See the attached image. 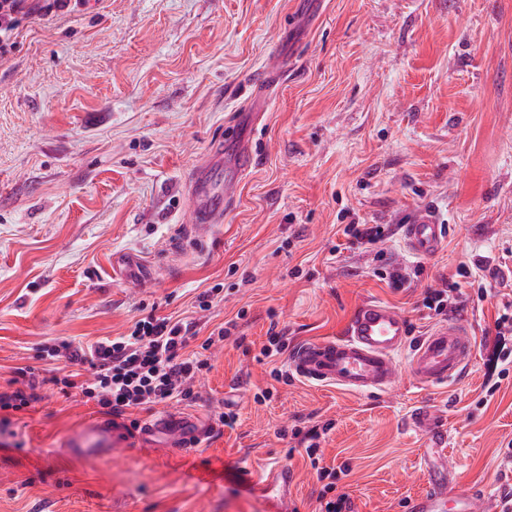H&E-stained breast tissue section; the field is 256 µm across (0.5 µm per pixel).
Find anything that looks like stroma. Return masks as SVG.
<instances>
[{"label": "stroma", "instance_id": "stroma-1", "mask_svg": "<svg viewBox=\"0 0 512 512\" xmlns=\"http://www.w3.org/2000/svg\"><path fill=\"white\" fill-rule=\"evenodd\" d=\"M246 112L259 115L249 130ZM230 132L249 133L256 160L197 242L187 179ZM425 207L450 229L418 259L402 226ZM353 221L391 234L344 243L337 227ZM487 256L509 272L455 314L477 343L460 382L418 385L402 353L388 391L350 394L276 381L260 354L271 321L294 345L335 338L366 299L422 336L426 289ZM382 270L410 281L392 287ZM505 293L512 0H96L25 19L0 59V392L17 368H45L43 346L118 336L150 312L205 336L233 320L245 339L206 351L195 400L171 407L204 428L223 406L238 414L192 452L162 438L73 458L68 438L100 412L44 386L0 424V512H267L242 481L265 463L288 465L294 512H314L322 484L292 431L316 424L329 427L320 465L340 469L354 512H406L426 482L419 409L448 430L458 489L495 504L512 489V377L476 402Z\"/></svg>", "mask_w": 512, "mask_h": 512}]
</instances>
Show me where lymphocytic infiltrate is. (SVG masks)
<instances>
[{
    "mask_svg": "<svg viewBox=\"0 0 512 512\" xmlns=\"http://www.w3.org/2000/svg\"><path fill=\"white\" fill-rule=\"evenodd\" d=\"M83 0H0V57L14 46V35L23 17L61 12L70 6H81ZM488 261L475 267H460L458 281L446 287L427 292L422 306L432 316H444L456 304L461 280L473 278L475 272L487 271ZM235 322L228 321L217 327L202 340L200 351H190L192 340L197 339V325L192 321L153 315L137 320L129 333L106 336L92 343L65 339L46 346L49 358H63L65 365L54 368L51 376L33 367L20 369L19 375L26 385L10 392L0 393V411H19L39 398L38 391L51 384L62 392H76L100 411L123 416L137 409H150L173 401L194 399L193 390L209 363L202 356L215 341L234 339L243 346L244 337L233 336ZM496 337L490 359L499 364L497 380L486 383V397H493L501 380L512 375V302H505L495 321ZM321 433L318 428L308 429L303 439L305 452L311 463L317 464V479L323 484L317 496V512H353L349 494L337 493L336 469L319 466Z\"/></svg>",
    "mask_w": 512,
    "mask_h": 512,
    "instance_id": "f902f5d3",
    "label": "lymphocytic infiltrate"
}]
</instances>
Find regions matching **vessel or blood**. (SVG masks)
<instances>
[{"label": "vessel or blood", "mask_w": 512, "mask_h": 512, "mask_svg": "<svg viewBox=\"0 0 512 512\" xmlns=\"http://www.w3.org/2000/svg\"><path fill=\"white\" fill-rule=\"evenodd\" d=\"M248 152L246 142L226 138L211 160L191 173L188 187L195 240L209 237L223 217L230 199L228 190L238 182ZM447 232L448 226L437 212L419 211L403 227L405 248L415 257H431L442 248ZM410 335L409 321L400 311L379 301H366L350 316L340 337L299 345L289 356L288 371L316 385L376 394L394 383L396 357L405 352L409 355V371L421 385L434 387L463 378L475 350L474 335L467 324L453 320L438 324L415 344L410 343ZM413 422L425 426L429 448L443 451L448 433L442 424L423 411L416 413ZM141 435L146 439L170 435L175 447L180 448L200 439L201 431L190 428L183 417L166 414L143 423ZM123 440L116 423L94 420L72 438L68 453L82 458L109 457ZM425 470L428 486L410 500L408 512H485L477 494L456 491L453 472L447 466L429 463ZM254 479L269 499L271 512H289V472L285 466L255 470Z\"/></svg>", "instance_id": "obj_1"}]
</instances>
